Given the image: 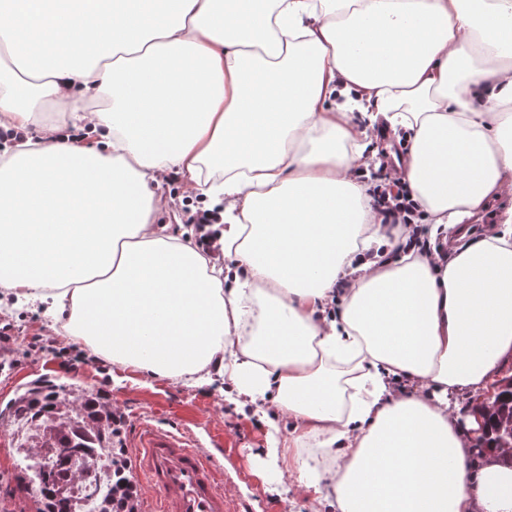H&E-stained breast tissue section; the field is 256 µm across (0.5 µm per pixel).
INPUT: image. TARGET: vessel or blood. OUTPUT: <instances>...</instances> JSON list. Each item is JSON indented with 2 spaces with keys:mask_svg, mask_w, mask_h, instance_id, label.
I'll return each mask as SVG.
<instances>
[{
  "mask_svg": "<svg viewBox=\"0 0 512 512\" xmlns=\"http://www.w3.org/2000/svg\"><path fill=\"white\" fill-rule=\"evenodd\" d=\"M134 446L133 475L154 495L156 512H236L223 459L161 426L141 427Z\"/></svg>",
  "mask_w": 512,
  "mask_h": 512,
  "instance_id": "1",
  "label": "vessel or blood"
}]
</instances>
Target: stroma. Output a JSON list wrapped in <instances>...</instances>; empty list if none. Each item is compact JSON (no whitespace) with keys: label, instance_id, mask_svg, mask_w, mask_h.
<instances>
[{"label":"stroma","instance_id":"stroma-1","mask_svg":"<svg viewBox=\"0 0 512 512\" xmlns=\"http://www.w3.org/2000/svg\"><path fill=\"white\" fill-rule=\"evenodd\" d=\"M1 316L13 321L17 337L14 354H0V506L9 512H35L18 465L11 414L15 401L40 385L64 388L74 406L88 394L105 396L125 415L124 440H131L141 424L155 423L178 429L205 451L223 452L229 494L240 503L241 512H334L328 501H315L301 491L284 496L274 484L267 450L272 438L287 436V418L278 419L273 434L254 408L239 406L213 386L193 387L118 366L111 367L105 378L90 363L74 371L63 369L54 356L56 349L67 345L60 325L3 302ZM36 334L42 336L44 348L26 355Z\"/></svg>","mask_w":512,"mask_h":512}]
</instances>
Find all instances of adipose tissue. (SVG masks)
Returning <instances> with one entry per match:
<instances>
[{
    "instance_id": "ef3b65f1",
    "label": "adipose tissue",
    "mask_w": 512,
    "mask_h": 512,
    "mask_svg": "<svg viewBox=\"0 0 512 512\" xmlns=\"http://www.w3.org/2000/svg\"><path fill=\"white\" fill-rule=\"evenodd\" d=\"M4 58L1 290L114 365L272 397L271 456L336 512H512L455 414L512 363V204L464 225L512 195V0H0ZM377 127L449 256L381 224ZM172 170L225 265L161 221Z\"/></svg>"
}]
</instances>
